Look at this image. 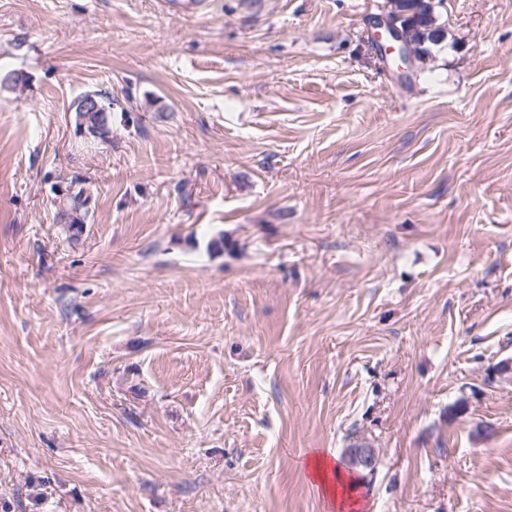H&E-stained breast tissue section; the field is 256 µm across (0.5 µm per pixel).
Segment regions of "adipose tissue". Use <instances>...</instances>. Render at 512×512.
<instances>
[{
  "instance_id": "obj_1",
  "label": "adipose tissue",
  "mask_w": 512,
  "mask_h": 512,
  "mask_svg": "<svg viewBox=\"0 0 512 512\" xmlns=\"http://www.w3.org/2000/svg\"><path fill=\"white\" fill-rule=\"evenodd\" d=\"M301 467L331 512H355L360 506V499L354 495L358 481L342 468L333 450L324 449L308 455Z\"/></svg>"
}]
</instances>
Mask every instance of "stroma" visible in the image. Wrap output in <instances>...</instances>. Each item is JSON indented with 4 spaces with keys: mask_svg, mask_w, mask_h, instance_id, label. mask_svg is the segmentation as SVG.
<instances>
[{
    "mask_svg": "<svg viewBox=\"0 0 512 512\" xmlns=\"http://www.w3.org/2000/svg\"><path fill=\"white\" fill-rule=\"evenodd\" d=\"M385 4L0 0V512H325L358 444L361 512H512V0L406 82ZM369 27L376 45L385 58H390L396 71L409 74L417 68L419 55L414 45L406 41L397 23H391L383 13L371 17ZM89 94L97 96L99 101L95 99L85 101L83 104L84 112H82L78 102ZM79 97V99L77 98L78 100L74 108L77 129L80 130L81 128L86 127L90 130L93 128L95 132L92 133L89 138L93 141H105L108 138L112 127V94L106 91H91L85 92ZM99 102L103 108L102 112H99L101 109ZM88 197L85 196L83 189L77 192L68 193L67 201L59 205L56 210L55 221L66 224L70 238L78 240L84 232L86 218L88 217ZM77 214V219H71L72 214ZM345 461L348 465L356 470L361 468L371 470L376 463V450L369 446H357L356 448L345 449ZM305 476L320 496L325 498L327 510L356 512L361 501L353 495L357 479L348 475L330 449L315 451L301 463ZM330 509H329V508Z\"/></svg>",
    "mask_w": 512,
    "mask_h": 512,
    "instance_id": "1",
    "label": "stroma"
}]
</instances>
